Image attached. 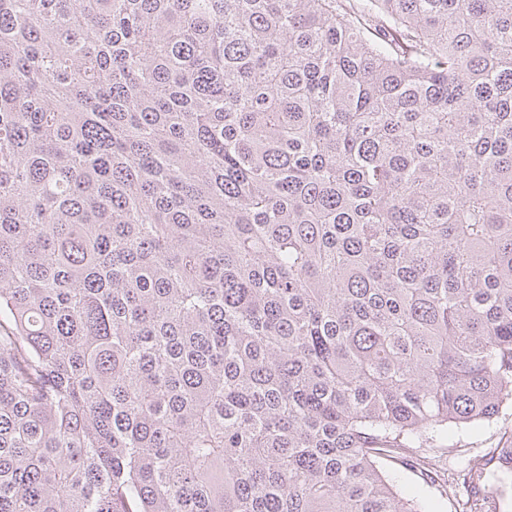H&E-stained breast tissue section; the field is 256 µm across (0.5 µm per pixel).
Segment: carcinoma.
Returning <instances> with one entry per match:
<instances>
[{
  "mask_svg": "<svg viewBox=\"0 0 512 512\" xmlns=\"http://www.w3.org/2000/svg\"><path fill=\"white\" fill-rule=\"evenodd\" d=\"M508 401L512 0H0V512H436ZM505 437H512L510 402L489 421L472 428L455 429L450 439L457 443V448L450 454H443L439 462L433 461L432 465H423L415 457L407 458V466L404 464L398 467L399 484L421 489L424 495L438 504L440 512H459V503H462L460 500L467 496L461 475L462 460L470 455L487 453L490 448H495L502 438L503 442ZM450 486L456 489V494L451 492Z\"/></svg>",
  "mask_w": 512,
  "mask_h": 512,
  "instance_id": "carcinoma-1",
  "label": "carcinoma"
}]
</instances>
